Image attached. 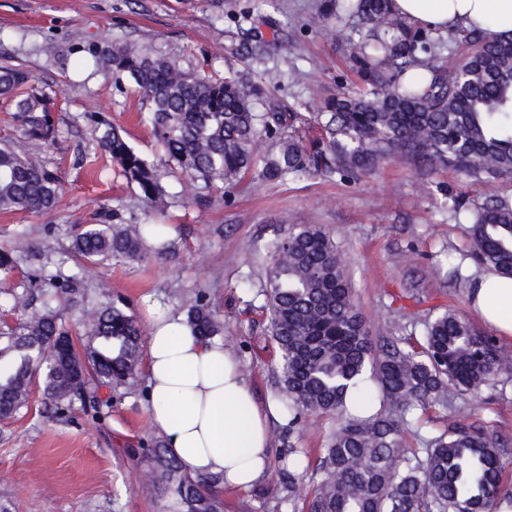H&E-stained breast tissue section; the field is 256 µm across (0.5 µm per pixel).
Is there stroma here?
<instances>
[{"label":"stroma","instance_id":"stroma-1","mask_svg":"<svg viewBox=\"0 0 512 512\" xmlns=\"http://www.w3.org/2000/svg\"><path fill=\"white\" fill-rule=\"evenodd\" d=\"M323 0H0V64L28 71L33 86L49 93L59 118L57 139L44 147L45 165L63 182L51 212L0 213V248L17 262L0 275V314L12 295L41 297L43 290L72 284L60 316L72 338L83 334L87 305L122 300L141 324L155 302L185 315L198 291H206L224 320L221 343L234 352L258 400L272 397L278 355L267 335V316L254 294L269 267L266 245L296 224L330 231L349 266L355 301L371 336H419L424 320L452 310L479 333L488 328L472 311L468 277L449 269H480L467 221L448 211L449 196L475 208L489 195L512 199V179L486 186L452 171L419 170L393 159L348 183L303 175L284 181L246 179L207 192L196 201L194 183L167 175L166 157L150 125L140 119L143 101L130 82L77 72L88 45L128 42L184 67L223 76L230 68L250 74L264 93L304 115L321 97L349 91L355 81L345 48L350 30L324 15ZM279 26L276 46L264 59L247 56L253 24ZM107 116L130 145L165 171L170 194L164 224L170 229L167 262L87 263L71 253L72 236L111 217L116 224H147L152 212L138 191L102 155L91 118ZM145 370L112 392L100 411L54 413L41 390L28 411L0 420V504L9 512H179L162 482L143 479L159 436L145 395ZM426 432L451 422L483 424L496 432L505 485L512 489V375L463 396L454 408L426 413ZM330 422L301 429L283 441L273 422L268 473L248 490L220 488L225 512H291L283 484L289 447L318 458Z\"/></svg>","mask_w":512,"mask_h":512}]
</instances>
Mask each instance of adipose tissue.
Masks as SVG:
<instances>
[{
    "mask_svg": "<svg viewBox=\"0 0 512 512\" xmlns=\"http://www.w3.org/2000/svg\"><path fill=\"white\" fill-rule=\"evenodd\" d=\"M417 25L446 32L477 28L512 33V0H395ZM472 309L496 336L512 340V277L483 271L468 285ZM149 420L171 457L195 475L219 474L230 488L250 489L271 457L275 402L259 403L239 360L217 341L192 335L184 318L149 315Z\"/></svg>",
    "mask_w": 512,
    "mask_h": 512,
    "instance_id": "1",
    "label": "adipose tissue"
}]
</instances>
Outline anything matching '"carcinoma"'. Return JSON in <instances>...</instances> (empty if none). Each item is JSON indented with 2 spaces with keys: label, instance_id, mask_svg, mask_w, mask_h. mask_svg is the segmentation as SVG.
<instances>
[{
  "label": "carcinoma",
  "instance_id": "cac0c4a2",
  "mask_svg": "<svg viewBox=\"0 0 512 512\" xmlns=\"http://www.w3.org/2000/svg\"><path fill=\"white\" fill-rule=\"evenodd\" d=\"M338 9L352 20L347 59L358 83L325 99L308 120L285 106L257 111L261 87L233 71L212 79L134 44L94 45L88 54L98 70L136 87L169 166L204 190L234 185L250 172L271 181L306 173L355 180L394 158L454 169L484 184L512 176V34L458 29L450 38L464 51L449 65L440 39L402 17L393 0H326L325 13ZM29 82L22 68L0 65V96L15 98L14 119L30 141L24 153L0 147L3 213L52 210L62 191L40 157L58 123L45 92L32 87L17 96ZM94 123L98 146L127 182L145 201L164 205L155 164L123 130L104 118ZM471 241L483 264L512 276V202L497 197L478 207ZM72 249L87 263L170 253L153 224L105 222L78 233ZM268 254L270 278L257 296L280 354L274 397L290 432L325 417L334 423L318 458L320 481L302 510L492 512L504 494L494 434L454 423L423 437L422 415L511 375L512 355L450 310L425 321L416 340L373 339L344 256L322 227L292 226ZM12 310L22 318L0 333V419L28 409L35 386L57 409L100 406V391L126 384L141 364L144 331L125 305L84 310L80 345L59 325L51 299L37 307L21 295ZM186 323L203 340L224 334L204 291L188 307ZM367 380L376 385L378 412L349 413L348 391ZM144 477L171 483L182 512H224L216 490L222 478L190 474L159 441Z\"/></svg>",
  "mask_w": 512,
  "mask_h": 512
}]
</instances>
